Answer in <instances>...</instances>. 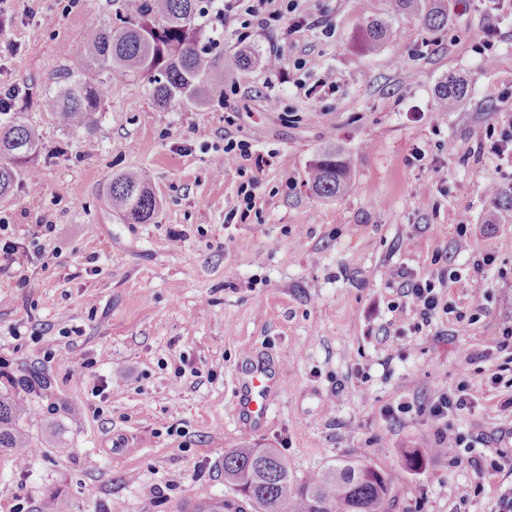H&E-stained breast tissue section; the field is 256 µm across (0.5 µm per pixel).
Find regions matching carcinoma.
<instances>
[{"label":"carcinoma","mask_w":512,"mask_h":512,"mask_svg":"<svg viewBox=\"0 0 512 512\" xmlns=\"http://www.w3.org/2000/svg\"><path fill=\"white\" fill-rule=\"evenodd\" d=\"M209 0H135L124 5L122 26L103 28L86 42L70 48L71 56L98 72L92 82L73 70L59 73L58 89L43 100V109L69 128L89 129L112 89V72L119 70L146 81L161 104L203 102L216 88L220 39L205 36V3ZM385 16L366 23L361 44L376 51L386 40L391 21L402 15L421 19L429 29L448 24V0H385ZM468 91L467 83L448 77L437 88L440 108H455ZM42 146L37 127L16 112L0 119V198L11 195L20 182L21 166ZM314 192L334 197L352 179L350 159L333 143L319 152L309 172ZM143 172L114 175L107 187L112 210L133 223L153 218L156 197ZM48 381L38 372L0 388V448H8L17 462L28 457L32 444L19 430L32 408L11 387ZM224 480L235 486L254 512H385L394 497L388 476L358 459L346 458L292 480L288 464L274 449L244 444L224 455Z\"/></svg>","instance_id":"carcinoma-1"}]
</instances>
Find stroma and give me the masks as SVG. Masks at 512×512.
<instances>
[{"label": "stroma", "instance_id": "35a3bbf8", "mask_svg": "<svg viewBox=\"0 0 512 512\" xmlns=\"http://www.w3.org/2000/svg\"><path fill=\"white\" fill-rule=\"evenodd\" d=\"M446 26L414 16L363 52L360 30L384 0H299L294 20L254 30L217 20L223 91L158 106L120 73L93 131L44 112L71 44L117 25L121 0H0V93L40 127L41 150L0 200L17 255L0 250V385L39 369L28 394L34 451L0 448V512H175L195 494L254 512L224 480L242 441L275 448L294 480L354 457L385 471L389 512H492L512 474L435 457L441 436L475 455L512 457V0H448ZM283 53L280 72L238 68L249 48ZM468 92L443 112L437 87ZM252 160L225 168L227 140ZM354 177L316 195L310 166L327 143ZM263 157L255 166L254 157ZM223 176H216L217 168ZM143 169L159 202L134 224L113 212V175ZM253 185V206L239 189ZM51 235L34 237L42 216ZM494 253L493 265L474 262ZM457 271L444 300L469 314L430 325L400 279ZM275 369L263 428L239 427V379L254 356ZM468 383L467 408L436 421L431 399ZM426 452L418 471L405 449ZM472 485L467 502L457 489Z\"/></svg>", "mask_w": 512, "mask_h": 512}]
</instances>
